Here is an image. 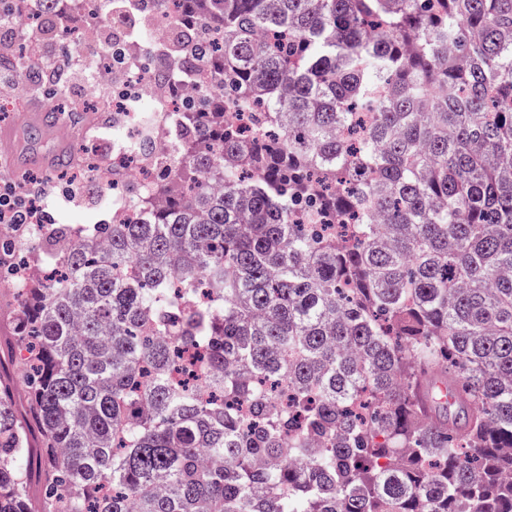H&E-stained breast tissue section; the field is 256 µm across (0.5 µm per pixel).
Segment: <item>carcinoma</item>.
I'll use <instances>...</instances> for the list:
<instances>
[{
	"mask_svg": "<svg viewBox=\"0 0 512 512\" xmlns=\"http://www.w3.org/2000/svg\"><path fill=\"white\" fill-rule=\"evenodd\" d=\"M176 2L151 219L0 238V512H512V0ZM0 284V374L3 373L12 378L18 389H23V369L11 359V351L15 350L14 336L16 333L17 312L20 304L11 293L14 288ZM15 294V292H14Z\"/></svg>",
	"mask_w": 512,
	"mask_h": 512,
	"instance_id": "obj_1",
	"label": "carcinoma"
}]
</instances>
